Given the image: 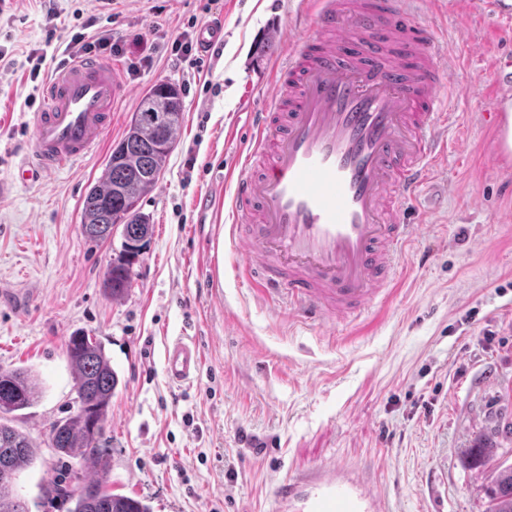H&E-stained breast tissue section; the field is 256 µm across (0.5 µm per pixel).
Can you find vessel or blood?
<instances>
[{
  "label": "vessel or blood",
  "instance_id": "b4317fda",
  "mask_svg": "<svg viewBox=\"0 0 512 512\" xmlns=\"http://www.w3.org/2000/svg\"><path fill=\"white\" fill-rule=\"evenodd\" d=\"M294 41L261 111L224 205L242 256L240 277L272 307L300 320L338 323L385 300L416 230L406 216L448 152L453 115L441 106L448 75L438 36L401 0H300ZM210 54L223 26L202 27ZM119 65L89 56L66 62L42 89L35 148L16 178L82 159L110 123ZM201 367L196 343L167 345L168 380ZM280 512H384L364 471L332 463L280 480Z\"/></svg>",
  "mask_w": 512,
  "mask_h": 512
}]
</instances>
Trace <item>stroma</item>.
Segmentation results:
<instances>
[{
    "instance_id": "1",
    "label": "stroma",
    "mask_w": 512,
    "mask_h": 512,
    "mask_svg": "<svg viewBox=\"0 0 512 512\" xmlns=\"http://www.w3.org/2000/svg\"><path fill=\"white\" fill-rule=\"evenodd\" d=\"M299 0H0V181L32 152L30 126L80 16L122 40L112 126L80 161L0 196V367L29 366L36 403L13 424L41 443L14 487L27 512H67L89 467L59 456L54 426L80 402L66 348L99 339L120 384L105 431L113 493L152 512H278L274 484L332 462L364 469L388 512H487L488 474L463 456L486 436L512 449V157L484 119L494 62L512 53V0H420L454 74L449 152L417 205L418 234L388 299L354 322L304 324L236 277L224 235V174L245 147L249 112L272 82ZM220 19L224 51L203 68L176 62L172 38ZM52 62L30 81L31 50ZM177 86L183 121L155 187L138 203L153 235L123 297L104 286L123 238L85 237L88 189L152 86ZM215 201L206 213L197 196ZM195 341L201 368L170 384L165 345Z\"/></svg>"
}]
</instances>
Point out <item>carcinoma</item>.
Listing matches in <instances>:
<instances>
[{"mask_svg": "<svg viewBox=\"0 0 512 512\" xmlns=\"http://www.w3.org/2000/svg\"><path fill=\"white\" fill-rule=\"evenodd\" d=\"M182 114V100L174 85L153 86L141 98L125 135L112 148L102 178L84 198L81 231L86 237L104 240L112 236L116 225H123L122 256L110 264L105 275V288L114 299L127 290L130 267L151 235L149 218L137 209V203L158 181L174 148ZM67 353L80 406L56 424L51 447L93 468V475L67 494L68 512H151L144 500L114 494L108 485L103 436L120 380L104 346L77 332L68 340ZM38 390V377L32 369L0 368V512H26L14 485L19 473L38 458L39 445L4 418L30 408ZM466 458L474 468L491 470L489 512H512V465L502 461L498 449L482 437L466 449Z\"/></svg>", "mask_w": 512, "mask_h": 512, "instance_id": "1", "label": "carcinoma"}]
</instances>
